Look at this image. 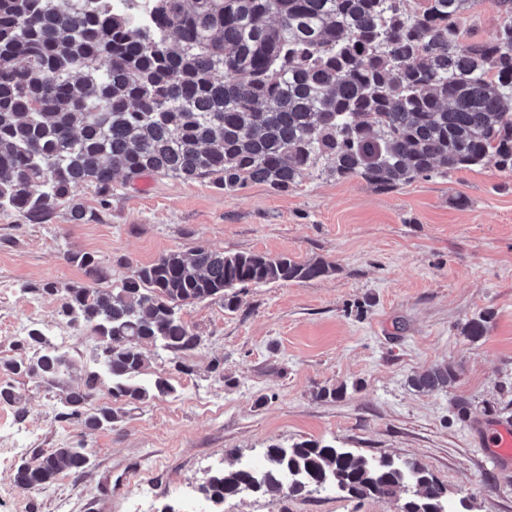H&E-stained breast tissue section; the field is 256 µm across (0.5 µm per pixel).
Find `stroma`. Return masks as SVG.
Here are the masks:
<instances>
[{"label": "stroma", "mask_w": 512, "mask_h": 512, "mask_svg": "<svg viewBox=\"0 0 512 512\" xmlns=\"http://www.w3.org/2000/svg\"><path fill=\"white\" fill-rule=\"evenodd\" d=\"M505 20L498 0H479L462 26L486 40ZM114 186L106 206L91 187L76 189L73 201L96 214L85 224L70 221L65 203L39 224L0 213V358L38 324L83 370L95 368L97 335L62 320L57 296L32 290L84 282L68 251L111 261L116 281L198 247L321 258L335 271L239 288L232 312L213 301L183 306L200 346L177 358L147 348L140 376L167 378L174 394L128 407L109 430L85 436L58 415L81 372L51 383L0 371L21 397L17 407L0 403V512H207L198 487L212 472L235 460L260 465L268 445L305 440L418 462L456 512H512V461L489 446L512 423V173L476 167L393 192L324 170L280 194L153 175H119ZM485 312L487 334L469 341L462 326ZM446 362L459 371L449 386H413L416 373ZM341 384L342 398L317 399ZM80 439L91 450L84 473L38 490L16 484L20 463ZM224 512H398V502L328 487L243 495Z\"/></svg>", "instance_id": "stroma-1"}]
</instances>
